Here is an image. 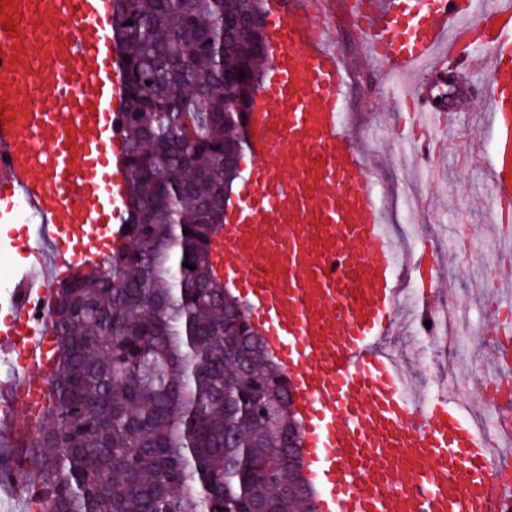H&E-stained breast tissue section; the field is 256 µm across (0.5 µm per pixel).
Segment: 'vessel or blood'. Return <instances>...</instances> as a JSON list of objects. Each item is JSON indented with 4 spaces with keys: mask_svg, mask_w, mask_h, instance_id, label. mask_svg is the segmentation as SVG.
<instances>
[{
    "mask_svg": "<svg viewBox=\"0 0 512 512\" xmlns=\"http://www.w3.org/2000/svg\"><path fill=\"white\" fill-rule=\"evenodd\" d=\"M111 0H0V223L23 202L41 247L15 269L0 350V440L36 425L53 366L46 331L58 272L99 263L127 188L120 54ZM353 17L389 77L435 71L461 44L495 52L489 104L495 223L512 222V0H268L266 79L247 118L250 159L214 253L290 381L299 453L316 512H498L512 487L495 470L497 435L462 420L448 392L428 410L386 341L405 309L402 280L433 252L404 254L379 204L378 175L348 130L352 84L334 33ZM29 101L18 105L20 88ZM405 101L426 128L435 98Z\"/></svg>",
    "mask_w": 512,
    "mask_h": 512,
    "instance_id": "1",
    "label": "vessel or blood"
}]
</instances>
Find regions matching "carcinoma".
<instances>
[{
	"label": "carcinoma",
	"mask_w": 512,
	"mask_h": 512,
	"mask_svg": "<svg viewBox=\"0 0 512 512\" xmlns=\"http://www.w3.org/2000/svg\"><path fill=\"white\" fill-rule=\"evenodd\" d=\"M266 18L265 0H112L124 223L52 293L44 424L20 444L33 512H313L288 496L306 484L289 387L211 254Z\"/></svg>",
	"instance_id": "cac0c4a2"
}]
</instances>
